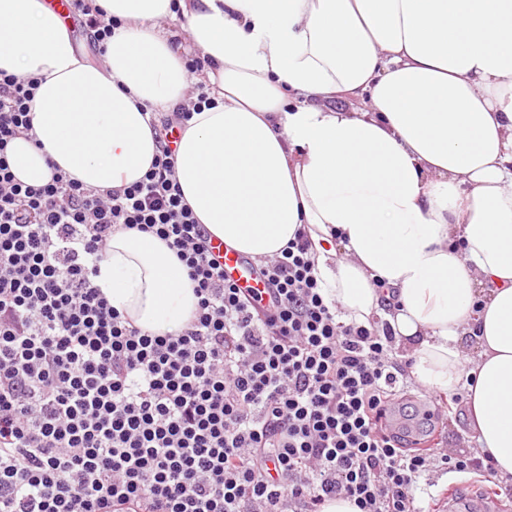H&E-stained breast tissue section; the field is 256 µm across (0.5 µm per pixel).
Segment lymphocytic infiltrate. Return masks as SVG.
<instances>
[{
    "mask_svg": "<svg viewBox=\"0 0 512 512\" xmlns=\"http://www.w3.org/2000/svg\"><path fill=\"white\" fill-rule=\"evenodd\" d=\"M33 89L0 72V512H416L430 467L494 478L491 455L383 426L403 375L392 330L340 321L305 231L254 259L265 294L225 278L174 176V133L207 91L152 117L142 180L98 192L15 179ZM123 229L184 264L198 304L180 335L142 332L94 287L89 261Z\"/></svg>",
    "mask_w": 512,
    "mask_h": 512,
    "instance_id": "lymphocytic-infiltrate-1",
    "label": "lymphocytic infiltrate"
}]
</instances>
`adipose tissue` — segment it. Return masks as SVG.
<instances>
[{
	"label": "adipose tissue",
	"instance_id": "ef3b65f1",
	"mask_svg": "<svg viewBox=\"0 0 512 512\" xmlns=\"http://www.w3.org/2000/svg\"><path fill=\"white\" fill-rule=\"evenodd\" d=\"M91 5L115 23L95 61L45 0H0V70L39 80L33 136L8 146L16 178L141 180L158 152L149 113L188 104L186 57L206 59L214 104L174 156L199 223L267 258L305 228L342 321L390 326L418 384L464 392L479 450L512 476V0ZM97 269L143 331L179 335L196 311L154 235L114 234Z\"/></svg>",
	"mask_w": 512,
	"mask_h": 512
}]
</instances>
